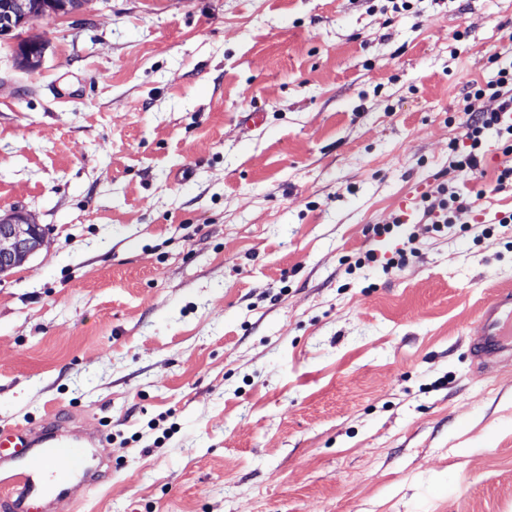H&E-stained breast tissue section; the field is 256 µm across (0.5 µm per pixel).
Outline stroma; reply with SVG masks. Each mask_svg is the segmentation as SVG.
Instances as JSON below:
<instances>
[{"instance_id": "stroma-1", "label": "stroma", "mask_w": 512, "mask_h": 512, "mask_svg": "<svg viewBox=\"0 0 512 512\" xmlns=\"http://www.w3.org/2000/svg\"><path fill=\"white\" fill-rule=\"evenodd\" d=\"M494 54L512 0H84L0 36V215L46 232L0 275V430L55 409L112 463L52 512H512V358L467 346L512 287V152L448 175ZM445 181L454 225H393Z\"/></svg>"}]
</instances>
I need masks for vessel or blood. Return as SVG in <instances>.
Listing matches in <instances>:
<instances>
[{
    "label": "vessel or blood",
    "instance_id": "1",
    "mask_svg": "<svg viewBox=\"0 0 512 512\" xmlns=\"http://www.w3.org/2000/svg\"><path fill=\"white\" fill-rule=\"evenodd\" d=\"M469 351L489 363L512 355V289H499L470 324ZM87 440L55 434L34 442L22 430L0 431V486L12 512H45L51 496H77V477H91Z\"/></svg>",
    "mask_w": 512,
    "mask_h": 512
}]
</instances>
